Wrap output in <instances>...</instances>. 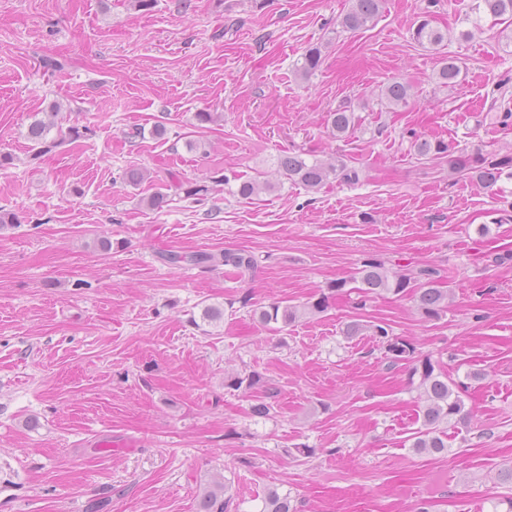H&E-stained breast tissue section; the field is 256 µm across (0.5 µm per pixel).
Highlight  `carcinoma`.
<instances>
[{
	"instance_id": "carcinoma-1",
	"label": "carcinoma",
	"mask_w": 512,
	"mask_h": 512,
	"mask_svg": "<svg viewBox=\"0 0 512 512\" xmlns=\"http://www.w3.org/2000/svg\"><path fill=\"white\" fill-rule=\"evenodd\" d=\"M380 7L381 0H352L350 9L339 21L341 30L357 31L372 26L377 20ZM470 12L475 27L479 25L484 14L512 25V0H472ZM412 38L421 45L438 47L443 44L445 34L431 26V20L425 16L418 21ZM321 64V49L312 47L301 57L300 62L296 63L295 72L298 76L307 78L314 75ZM461 74L462 66L457 59L450 56L439 59L436 79L440 85L455 86ZM412 96V86L398 81L386 85L380 94L381 102L391 109L407 106ZM329 121L333 135L338 138H346L355 133L353 113L345 108L331 113ZM56 128L57 123L53 119L46 121L36 117L29 124L27 136L40 147L39 153L52 152L65 143L61 134L51 135ZM413 148L421 157L448 155V167L451 171L466 175L470 181L489 191L494 190L502 179H512V155L491 158H474L463 154L454 156L448 153V146L443 142L422 138L413 141ZM277 164L288 179L311 190L322 187L332 176L352 184L359 180L356 169L349 168L343 163L338 164L334 159L308 161L299 155H288L278 158ZM274 189L275 185L272 183L253 179L240 182L235 193L243 199H249L262 190ZM218 260L236 270H252L257 266L255 257L246 250H226L219 258L214 254H198L192 257V261L197 264L214 263ZM352 282L355 286L350 288L349 281H336L329 286L330 294L322 293L316 300L302 306L272 304L259 311L258 320L264 325L280 323L286 327L303 315L324 312L328 308L331 294L349 296L355 293L361 300L372 294L405 295L410 290L413 291V300L422 317L436 320L448 310V301L453 295L452 288L442 285L437 269L423 268L411 276L389 271L385 267V262L377 257L366 259ZM372 335L379 338L391 362L411 364L408 383L418 384L426 396L422 410V425L414 436L411 448L418 454H447L448 430L466 422L467 413L464 411V402L461 398V391L466 388L465 383L457 382L436 370L437 363L431 358L415 356L413 344L392 336L388 327L376 325L373 327ZM260 382V374L250 372L230 377L227 387L234 390H250ZM226 489L224 483L206 488L200 496L198 512H228L231 498L225 496ZM254 512H296V509L291 504L289 495L270 489L263 496L256 498Z\"/></svg>"
}]
</instances>
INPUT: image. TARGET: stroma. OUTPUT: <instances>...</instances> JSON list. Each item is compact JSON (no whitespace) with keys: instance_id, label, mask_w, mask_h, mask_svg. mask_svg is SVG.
Returning <instances> with one entry per match:
<instances>
[{"instance_id":"35a3bbf8","label":"stroma","mask_w":512,"mask_h":512,"mask_svg":"<svg viewBox=\"0 0 512 512\" xmlns=\"http://www.w3.org/2000/svg\"><path fill=\"white\" fill-rule=\"evenodd\" d=\"M469 3L382 0L374 26L340 32L351 0H0V212L14 217L0 224V512H197L216 477L237 512L273 487L298 512H492L512 497L498 478L512 465V265L489 260L512 253V181L488 191L412 148L418 134L512 154L498 121L512 95L492 99L512 47L490 17L461 39ZM425 14L463 63L453 87L435 79L443 51L411 37ZM315 46L322 65L302 79ZM395 81L413 96L391 110L378 92ZM54 104L79 135L37 160L27 128ZM342 107L358 128L337 138L328 115ZM288 153L341 159L360 179L307 189L279 170ZM131 167L140 184L123 180ZM222 175L201 200L170 185ZM240 178L275 189L243 199ZM158 191L167 205L148 208ZM227 249L256 271L192 260ZM371 256L438 269L447 312L428 321L388 294L284 328L254 318ZM208 305L219 323L202 320ZM352 323L361 332L344 336ZM381 323L468 383V427L447 456L411 447L424 401L373 336ZM249 371L256 388L226 387Z\"/></svg>"}]
</instances>
